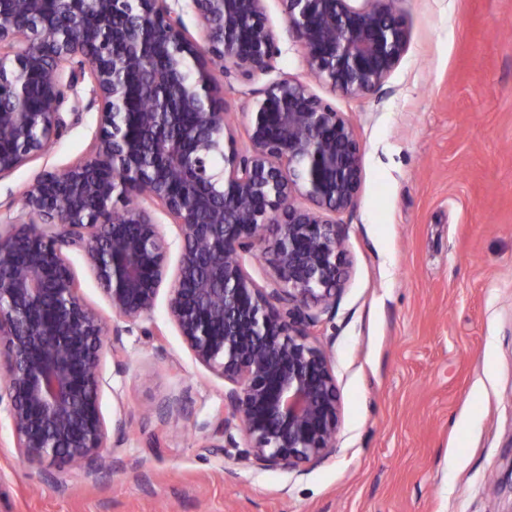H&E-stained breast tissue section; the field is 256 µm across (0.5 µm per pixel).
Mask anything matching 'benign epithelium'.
Here are the masks:
<instances>
[{
    "instance_id": "1",
    "label": "benign epithelium",
    "mask_w": 512,
    "mask_h": 512,
    "mask_svg": "<svg viewBox=\"0 0 512 512\" xmlns=\"http://www.w3.org/2000/svg\"><path fill=\"white\" fill-rule=\"evenodd\" d=\"M190 2L198 39L171 0H0V179L61 138L87 75L99 114L88 154L36 173L0 225V413L28 462L121 469L108 429L123 436L127 423L107 426L99 391L104 356L124 365L123 329L79 295L71 250L126 324L151 319L167 288L169 321L229 383L222 447L297 474L336 453L340 398L313 329L335 315L351 265L336 216L355 205L362 155L311 83L352 98L375 90L409 32L393 0H282L306 78L257 92L241 150L214 69L275 70L266 0ZM155 207L177 230L172 276Z\"/></svg>"
}]
</instances>
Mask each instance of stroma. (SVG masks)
<instances>
[{
  "instance_id": "stroma-1",
  "label": "stroma",
  "mask_w": 512,
  "mask_h": 512,
  "mask_svg": "<svg viewBox=\"0 0 512 512\" xmlns=\"http://www.w3.org/2000/svg\"><path fill=\"white\" fill-rule=\"evenodd\" d=\"M400 64L359 98L315 92L352 123L362 181L339 215L351 268L315 330L341 400L336 453L303 474L208 447L224 381L197 363L158 299L161 337L124 333L102 362L100 406L120 471L23 461L0 420V512H512V0H399ZM279 50L270 74L224 77L237 141L253 93L304 78L281 0H266ZM82 84L78 120L0 179L19 203L42 169L84 157L98 130ZM177 398L182 412L159 417Z\"/></svg>"
}]
</instances>
